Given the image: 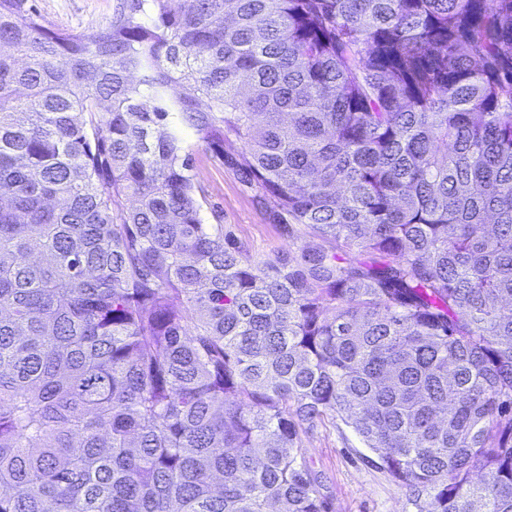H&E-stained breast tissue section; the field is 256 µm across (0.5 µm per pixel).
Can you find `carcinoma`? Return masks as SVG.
<instances>
[{
    "label": "carcinoma",
    "mask_w": 512,
    "mask_h": 512,
    "mask_svg": "<svg viewBox=\"0 0 512 512\" xmlns=\"http://www.w3.org/2000/svg\"><path fill=\"white\" fill-rule=\"evenodd\" d=\"M189 135L288 251L203 222ZM328 416L512 512V0H0V512H332ZM117 0H29L54 28L72 33L97 29L111 16Z\"/></svg>",
    "instance_id": "obj_1"
}]
</instances>
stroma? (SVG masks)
I'll list each match as a JSON object with an SVG mask.
<instances>
[{
	"label": "stroma",
	"instance_id": "35a3bbf8",
	"mask_svg": "<svg viewBox=\"0 0 512 512\" xmlns=\"http://www.w3.org/2000/svg\"><path fill=\"white\" fill-rule=\"evenodd\" d=\"M54 28L72 33L97 29L112 15L117 0H29ZM194 182L205 194V223L223 225L254 258L287 250L280 229L268 223L233 174L200 143L192 145ZM302 445L324 484L334 512H416L405 486L378 465L352 429L328 419L307 429Z\"/></svg>",
	"mask_w": 512,
	"mask_h": 512
}]
</instances>
